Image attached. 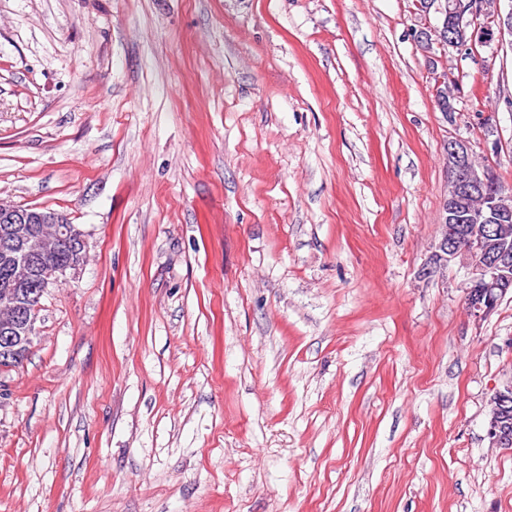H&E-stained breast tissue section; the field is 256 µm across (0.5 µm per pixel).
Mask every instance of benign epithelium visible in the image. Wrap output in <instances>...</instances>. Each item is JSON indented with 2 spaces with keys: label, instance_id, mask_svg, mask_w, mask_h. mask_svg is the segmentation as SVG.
I'll return each mask as SVG.
<instances>
[{
  "label": "benign epithelium",
  "instance_id": "7a95c632",
  "mask_svg": "<svg viewBox=\"0 0 512 512\" xmlns=\"http://www.w3.org/2000/svg\"><path fill=\"white\" fill-rule=\"evenodd\" d=\"M438 12L444 15L443 25L448 27V37L440 39V43L450 51L467 50L477 41H501L507 34L512 36V4L504 12L500 0H495L491 13L484 0H452L451 7L440 6ZM448 175L454 190L444 203L445 217H452L463 207L484 224L503 223L512 217V210L500 202L507 188L490 184L488 168L473 161L467 142H448ZM0 224L10 225L5 234L26 244V252L18 263V280L37 279L34 288L22 289L24 302L11 306L15 317L25 312L22 332L28 341L35 333V313L44 292L61 280L75 277L84 266V234L55 211H35L14 204H0ZM50 243L66 250V263L45 262L44 254ZM494 245L486 233L465 235L453 228L441 237L435 254L438 262L458 261L470 269L467 309L476 318L490 314L512 286V248L496 249ZM490 405L487 437L498 447L511 448L512 430L503 418L512 410V384L496 391Z\"/></svg>",
  "mask_w": 512,
  "mask_h": 512
}]
</instances>
